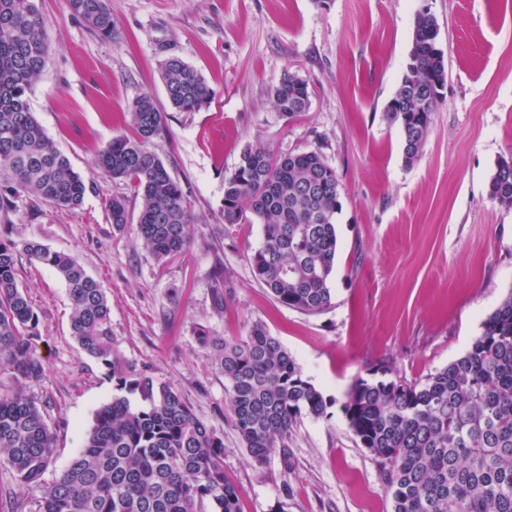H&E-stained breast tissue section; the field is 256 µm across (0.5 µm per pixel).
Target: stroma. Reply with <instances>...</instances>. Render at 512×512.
Listing matches in <instances>:
<instances>
[{
	"instance_id": "stroma-1",
	"label": "stroma",
	"mask_w": 512,
	"mask_h": 512,
	"mask_svg": "<svg viewBox=\"0 0 512 512\" xmlns=\"http://www.w3.org/2000/svg\"><path fill=\"white\" fill-rule=\"evenodd\" d=\"M112 39L72 16L68 0H39L50 62L29 95L37 120L87 178L82 205L62 212L22 197L0 231L78 256L111 306L112 343L149 368L224 439V474L242 512H392L377 463L342 405L357 377L386 363L393 379L424 381L471 347L482 321L512 293V210L488 182L512 153V0H108ZM440 25L448 66L444 102L421 156L406 165L398 126L384 117L412 44L416 13ZM177 56L216 95L197 112L170 109L160 61ZM307 81L310 108L288 120L270 88L285 72ZM150 93L167 116L152 150L179 179L194 222L185 253L158 264L135 225L116 230L105 203L131 188L93 169L96 153L129 130L128 110ZM320 147L341 183L333 303L308 315L277 302L250 258L259 223H225L224 177L243 148ZM227 276L214 303L212 271ZM19 285L40 319L45 375L26 384L56 438L38 484L0 465V512H35L45 485L83 446L115 394L69 324V294L53 269L19 257ZM262 323L328 399L321 418L294 423L264 463L234 427L223 373L196 341L198 327L236 338Z\"/></svg>"
}]
</instances>
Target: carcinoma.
<instances>
[{
	"label": "carcinoma",
	"mask_w": 512,
	"mask_h": 512,
	"mask_svg": "<svg viewBox=\"0 0 512 512\" xmlns=\"http://www.w3.org/2000/svg\"><path fill=\"white\" fill-rule=\"evenodd\" d=\"M68 3L74 17L112 38L107 0ZM439 34L437 17L418 11L408 63L384 110L386 120L399 126L407 165L419 158L444 100L448 72ZM49 61L37 0H0V176L9 181L0 210L32 196L71 211L87 190L29 105ZM160 72L175 110L198 112L210 104L213 89L182 59L165 58ZM269 95L288 120L310 106L308 83L291 72ZM129 115L134 135L113 137L94 167L132 187L139 200L138 238L165 263L190 246L193 216L181 183L150 147L165 127V113L143 93ZM488 196L512 209V154L497 160ZM106 208L116 229L130 222L125 197L110 198ZM340 212V181L318 146L276 155L248 145L224 176V223L263 225V242L251 257L255 279L279 303L304 314L332 305ZM22 251L64 279L71 335L117 391L96 411L83 448L46 487L37 512H240L239 491L224 477L223 438L169 384L130 365L113 347L107 296L77 256L0 237V367L25 382L45 373L34 346L40 319L18 284ZM197 342L229 384L234 426L256 463L267 460L299 417L325 413L322 392L262 324L232 340L201 327ZM389 372L380 366L358 377L343 409L380 466L393 512H512V293L483 321L471 349L424 383H402ZM54 455V433L34 398L21 387L1 395L0 464L29 485L42 479Z\"/></svg>",
	"instance_id": "obj_1"
}]
</instances>
